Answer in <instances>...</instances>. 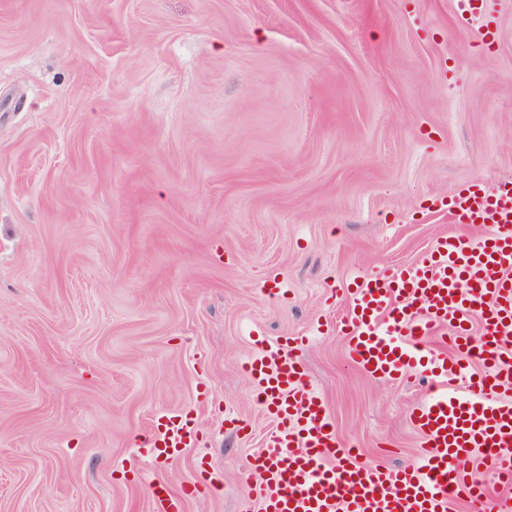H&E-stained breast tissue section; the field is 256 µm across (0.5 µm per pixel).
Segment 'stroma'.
Returning <instances> with one entry per match:
<instances>
[{
    "mask_svg": "<svg viewBox=\"0 0 512 512\" xmlns=\"http://www.w3.org/2000/svg\"><path fill=\"white\" fill-rule=\"evenodd\" d=\"M485 9L489 48L458 0H0V512H154L156 482L244 512L255 329L320 324L341 446L412 460L423 375L351 366L338 291L488 234L446 211L512 180V0ZM183 411L199 447L143 456Z\"/></svg>",
    "mask_w": 512,
    "mask_h": 512,
    "instance_id": "1",
    "label": "stroma"
}]
</instances>
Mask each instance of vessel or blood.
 I'll return each mask as SVG.
<instances>
[{
    "mask_svg": "<svg viewBox=\"0 0 512 512\" xmlns=\"http://www.w3.org/2000/svg\"><path fill=\"white\" fill-rule=\"evenodd\" d=\"M448 215L492 231L478 240L444 237L415 265L362 277L342 322L347 357L364 372L400 379L421 366L430 371V393L410 414L421 438L415 461L370 466L338 448L302 363L310 339L287 336L245 364L275 427L239 476L244 502L259 500L261 512H451L462 500L468 512H512L511 495L493 496L460 466L484 452L502 488L512 487V182L456 191ZM474 318L482 325L477 345L469 342ZM472 360L482 374L469 379L467 394L450 391ZM195 442L189 418L163 415L142 447L166 462ZM152 494L155 512H183L182 497L166 485Z\"/></svg>",
    "mask_w": 512,
    "mask_h": 512,
    "instance_id": "vessel-or-blood-1",
    "label": "vessel or blood"
}]
</instances>
